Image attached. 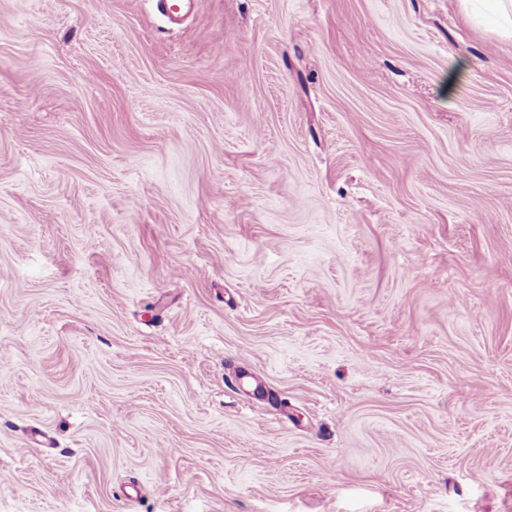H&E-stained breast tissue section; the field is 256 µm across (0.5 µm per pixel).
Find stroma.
Instances as JSON below:
<instances>
[{"label": "stroma", "mask_w": 512, "mask_h": 512, "mask_svg": "<svg viewBox=\"0 0 512 512\" xmlns=\"http://www.w3.org/2000/svg\"><path fill=\"white\" fill-rule=\"evenodd\" d=\"M0 512H512L483 0H0Z\"/></svg>", "instance_id": "obj_1"}]
</instances>
